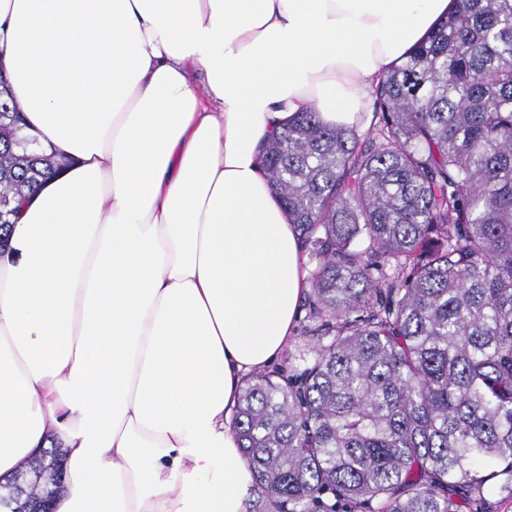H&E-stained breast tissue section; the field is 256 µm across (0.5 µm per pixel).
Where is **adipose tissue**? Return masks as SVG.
<instances>
[{"mask_svg": "<svg viewBox=\"0 0 512 512\" xmlns=\"http://www.w3.org/2000/svg\"><path fill=\"white\" fill-rule=\"evenodd\" d=\"M455 0H0V68L65 168L0 250V480L52 512H250L233 420L309 289L266 140L360 122Z\"/></svg>", "mask_w": 512, "mask_h": 512, "instance_id": "ef3b65f1", "label": "adipose tissue"}]
</instances>
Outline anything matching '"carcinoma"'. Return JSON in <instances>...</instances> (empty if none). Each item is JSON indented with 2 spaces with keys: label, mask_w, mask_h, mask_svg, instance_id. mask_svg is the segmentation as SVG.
<instances>
[{
  "label": "carcinoma",
  "mask_w": 512,
  "mask_h": 512,
  "mask_svg": "<svg viewBox=\"0 0 512 512\" xmlns=\"http://www.w3.org/2000/svg\"><path fill=\"white\" fill-rule=\"evenodd\" d=\"M375 122L295 116L263 148L309 267L312 355L254 373L235 418L255 512H461L512 497V0L457 10L372 87ZM0 79V193L21 150Z\"/></svg>",
  "instance_id": "obj_1"
}]
</instances>
